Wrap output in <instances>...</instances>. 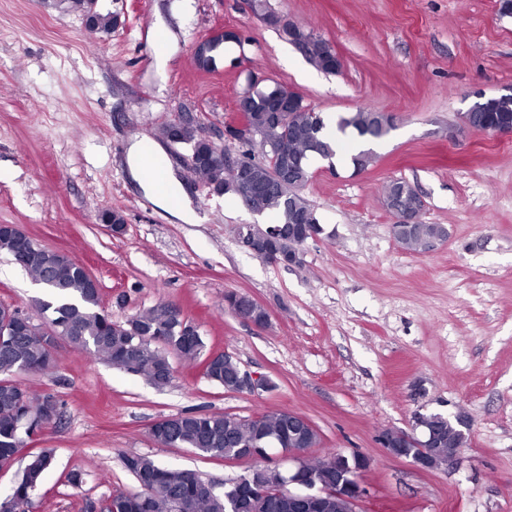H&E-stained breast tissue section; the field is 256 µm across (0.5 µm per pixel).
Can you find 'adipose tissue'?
<instances>
[{
    "label": "adipose tissue",
    "mask_w": 512,
    "mask_h": 512,
    "mask_svg": "<svg viewBox=\"0 0 512 512\" xmlns=\"http://www.w3.org/2000/svg\"><path fill=\"white\" fill-rule=\"evenodd\" d=\"M128 164L135 180L156 204L170 211L184 223L195 221V213L187 202L180 180L172 174L162 150L145 153L140 143H132L127 152Z\"/></svg>",
    "instance_id": "obj_1"
}]
</instances>
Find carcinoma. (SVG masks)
I'll return each instance as SVG.
<instances>
[{"mask_svg": "<svg viewBox=\"0 0 512 512\" xmlns=\"http://www.w3.org/2000/svg\"><path fill=\"white\" fill-rule=\"evenodd\" d=\"M68 10L84 18L91 17V30L109 34L121 23L120 15L99 8L97 0H63ZM228 37L215 35L199 43L195 49L196 65L210 71L217 56L224 51ZM328 50L325 41L315 39L308 44L306 59L316 68L328 73L334 70L322 65ZM292 97L289 89L277 82L255 88L240 121L254 130V136L235 141L238 163L251 166L254 183L268 188L251 192L243 197L231 185V171L224 163L214 159L211 142L201 135V123L192 115H185L180 124L167 123L160 135H175L179 143L192 152L194 164L190 173L210 194H231L249 211L257 215L275 213L279 223L288 224L296 213L306 223L317 224L314 207L302 195V189L311 178L307 164L312 153L327 164H335L336 140L324 133L325 122L320 113L305 104L303 98L288 111L280 122L266 120L265 113L276 104ZM480 116L488 126L512 124V102L498 97L486 99ZM381 114L359 109L336 121V132L356 135L373 142L382 139ZM385 201L425 206L416 187L403 178L393 179L384 187ZM441 225L420 224L415 233L403 238L399 245L407 252L421 255L428 240L435 237ZM272 225L245 224L236 229V235L252 242H270ZM19 243L15 235L0 230V253L18 260ZM27 272L35 279L49 275L52 281L51 304L41 310L50 323L47 328L31 334L6 336L0 342V459L8 460L26 447L20 430L16 428L17 413L25 408L38 410L50 421L59 416L60 403L50 404L44 411L42 396L23 386L15 375L21 373L47 374L55 366V350L59 336L51 324L61 320L69 328V343L76 358L109 363L120 369L136 365L135 372L157 388L168 385L173 377L172 357L185 361L199 359L204 350L200 333L187 338L181 321L176 319V307L164 301L143 309L123 323L115 322L100 307V289L91 274L74 257L47 250L43 260L27 264ZM159 338V346L148 342L137 344V337ZM204 376L227 392L237 391L238 362L219 356L212 361L203 360ZM264 436L263 447L278 448L279 440L288 434V412L277 411L252 418H239L232 414L185 411L171 417L165 425L151 429L153 440L164 447L193 448L215 458L231 453L240 454L254 447L257 435ZM52 450L41 448L26 455L21 478L15 482L9 497L32 500L42 485L46 473L53 465ZM124 468L135 478L138 489L119 491L101 507V512H269L267 508L252 507L244 497H235L226 491L219 495L206 488L205 480L192 469L171 468L157 463L148 455L123 453ZM314 470L322 479H336V454L314 458ZM251 488L264 491L262 499L270 504L280 498L277 487L265 482L263 466H256L236 478Z\"/></svg>", "mask_w": 512, "mask_h": 512, "instance_id": "carcinoma-1", "label": "carcinoma"}]
</instances>
